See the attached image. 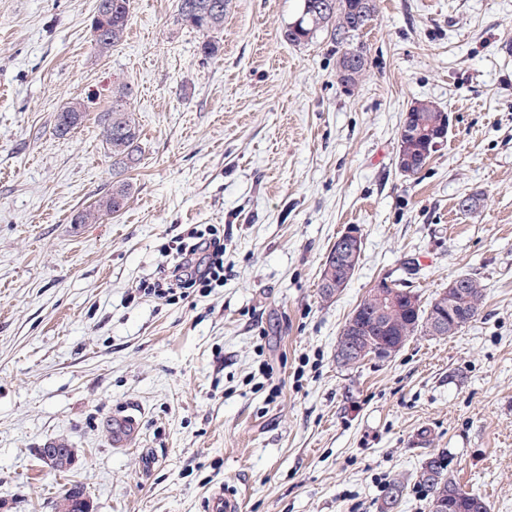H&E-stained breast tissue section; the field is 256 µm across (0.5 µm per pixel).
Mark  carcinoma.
Returning a JSON list of instances; mask_svg holds the SVG:
<instances>
[{
    "label": "carcinoma",
    "instance_id": "obj_1",
    "mask_svg": "<svg viewBox=\"0 0 512 512\" xmlns=\"http://www.w3.org/2000/svg\"><path fill=\"white\" fill-rule=\"evenodd\" d=\"M108 3L100 24L101 39L95 46L108 50L121 43L129 24L130 0H96ZM229 0H178V21L206 35L218 34L224 29V12ZM376 0H300V8L294 22L284 32L291 44H308L318 34H330L336 44V74L348 89L356 86L364 64V46L354 40L375 20ZM132 88L122 85L112 95V107L98 115L103 143L112 154V190L89 206L77 212L71 219L73 224H97L103 216L121 212L128 201L131 187L121 179L123 173L133 169L140 161V133L131 112ZM410 111L417 121L425 125L436 122L444 109L433 101L417 100ZM87 116L84 105L69 102L57 113L53 131L66 136L80 127ZM459 292L462 315L474 318L484 305L485 288L481 282L465 275ZM433 301L422 303L421 296L414 292L398 293L392 306L383 313L384 330L379 336H403L410 340L423 334L425 322ZM428 508L442 496L455 500L458 512H489L487 502L479 495L460 487L448 471V462L442 455H431L425 459L417 475Z\"/></svg>",
    "mask_w": 512,
    "mask_h": 512
}]
</instances>
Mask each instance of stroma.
Segmentation results:
<instances>
[{
    "mask_svg": "<svg viewBox=\"0 0 512 512\" xmlns=\"http://www.w3.org/2000/svg\"><path fill=\"white\" fill-rule=\"evenodd\" d=\"M95 2L0 0V512H55L73 484L91 512H207L226 485L242 512H381L396 480V512H428L416 475L433 454L512 512V0H378L350 90L329 37L284 40L299 0H231L212 58L177 0H131L125 42L99 51ZM122 83L141 133L131 196L72 223L112 188L97 118ZM75 99L84 123L54 136ZM418 99L450 126L406 176ZM188 224L223 225V287L136 295ZM351 227L359 266L322 300ZM461 273L486 300L455 336L337 363L380 279L427 301ZM129 407L138 436L113 447ZM52 443L69 470L44 461Z\"/></svg>",
    "mask_w": 512,
    "mask_h": 512,
    "instance_id": "stroma-1",
    "label": "stroma"
}]
</instances>
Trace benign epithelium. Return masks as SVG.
<instances>
[{"instance_id":"benign-epithelium-1","label":"benign epithelium","mask_w":512,"mask_h":512,"mask_svg":"<svg viewBox=\"0 0 512 512\" xmlns=\"http://www.w3.org/2000/svg\"><path fill=\"white\" fill-rule=\"evenodd\" d=\"M402 133L406 136L424 137L429 144L430 152L437 148L447 138V133H432L428 130L405 124ZM363 239L359 231L352 228L344 232L333 243L330 253L340 268L339 275L326 276L321 281L322 292L337 291L348 282L357 266V260L362 254ZM460 287V280L454 279L448 283L438 298L439 309L430 314L424 327L428 336L440 337L448 333V329L457 330L462 326L458 318L452 319L450 315L455 311L454 295ZM381 310L357 307L351 314L344 328L342 337L336 346V360L343 366H352L366 360L386 361L393 358L403 347V340L396 336H370L367 329L379 324Z\"/></svg>"}]
</instances>
